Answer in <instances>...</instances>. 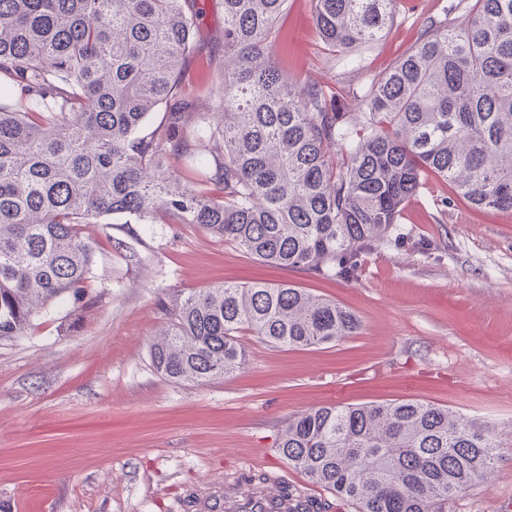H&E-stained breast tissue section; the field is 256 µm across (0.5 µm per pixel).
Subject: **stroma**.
<instances>
[{
	"label": "stroma",
	"instance_id": "stroma-1",
	"mask_svg": "<svg viewBox=\"0 0 512 512\" xmlns=\"http://www.w3.org/2000/svg\"><path fill=\"white\" fill-rule=\"evenodd\" d=\"M470 0H401L396 21L360 50L361 73L327 63L310 0H288V70L339 88L385 72L426 20ZM198 55L186 90L204 91L224 53L220 0H197ZM96 242L82 298L48 305L0 337V512H224L246 473L298 485L278 451L310 409L419 400L493 429L494 475L448 512H512V212L477 209L428 177L357 277L324 280L259 263L233 243L164 213L85 225ZM290 282L353 311L357 333L274 348L241 338L239 371L204 385L155 371L150 344L169 298L220 282Z\"/></svg>",
	"mask_w": 512,
	"mask_h": 512
}]
</instances>
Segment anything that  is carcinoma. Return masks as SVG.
<instances>
[{"label": "carcinoma", "mask_w": 512, "mask_h": 512, "mask_svg": "<svg viewBox=\"0 0 512 512\" xmlns=\"http://www.w3.org/2000/svg\"><path fill=\"white\" fill-rule=\"evenodd\" d=\"M224 59L214 111H196L181 74L196 0H0V336L54 300L83 296L94 245L83 225L161 210L254 259L350 279L429 175L479 209L512 211V0H473L431 18L381 75L349 86L359 125L328 84L276 61L288 0H222ZM398 0H312L329 59L378 41ZM165 107L162 127L140 129ZM152 343L156 371L205 384L245 362L239 336L305 348L357 332L358 317L288 283L224 282L172 300ZM493 432L414 400L328 405L290 420L279 451L356 512H447L494 473ZM287 512L302 503L286 483Z\"/></svg>", "instance_id": "obj_1"}]
</instances>
